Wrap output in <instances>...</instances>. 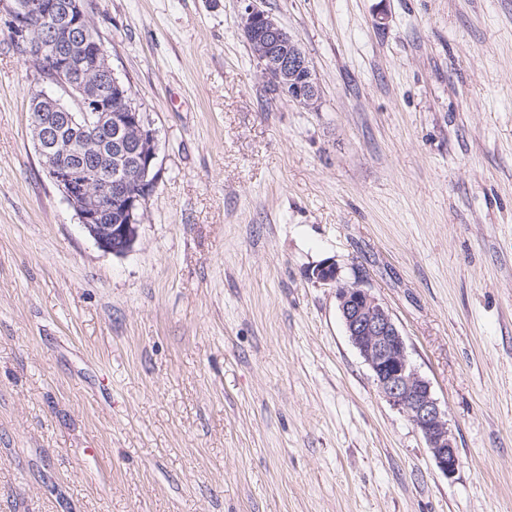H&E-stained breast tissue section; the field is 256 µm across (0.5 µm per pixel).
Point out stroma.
<instances>
[{"instance_id":"stroma-1","label":"stroma","mask_w":512,"mask_h":512,"mask_svg":"<svg viewBox=\"0 0 512 512\" xmlns=\"http://www.w3.org/2000/svg\"><path fill=\"white\" fill-rule=\"evenodd\" d=\"M0 0V512H512V0H258L321 95L274 93L242 0H93L158 134L100 250L30 132ZM391 311L460 466L351 345Z\"/></svg>"}]
</instances>
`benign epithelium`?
<instances>
[{
    "label": "benign epithelium",
    "instance_id": "obj_1",
    "mask_svg": "<svg viewBox=\"0 0 512 512\" xmlns=\"http://www.w3.org/2000/svg\"><path fill=\"white\" fill-rule=\"evenodd\" d=\"M244 2L241 29L264 78L298 104L313 105L319 85L299 42L255 0ZM11 18L28 46V61L53 62L43 79L53 91L39 88L29 95L40 163L97 247L123 255L138 239L144 194L160 180L157 131L132 95H112L119 79L92 28L88 0H15ZM107 132L112 154L103 149ZM114 209L123 223L108 222ZM312 277L336 285L346 334L378 392L421 433L439 470L455 474L459 457L448 412L412 365L391 312L369 289L341 283L333 262L316 266Z\"/></svg>",
    "mask_w": 512,
    "mask_h": 512
}]
</instances>
